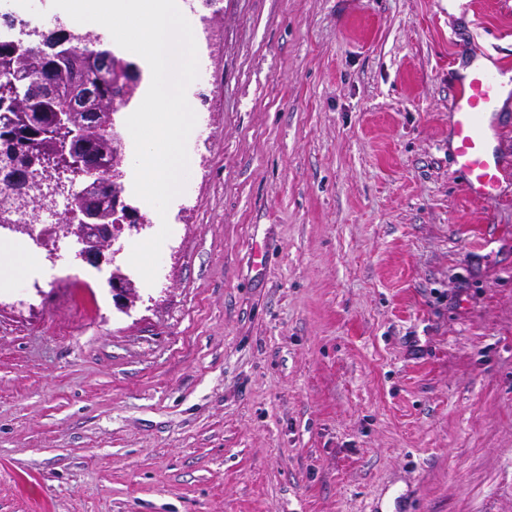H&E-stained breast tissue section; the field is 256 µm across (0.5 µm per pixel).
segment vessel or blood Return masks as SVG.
<instances>
[{
	"label": "vessel or blood",
	"mask_w": 512,
	"mask_h": 512,
	"mask_svg": "<svg viewBox=\"0 0 512 512\" xmlns=\"http://www.w3.org/2000/svg\"><path fill=\"white\" fill-rule=\"evenodd\" d=\"M452 91L448 143L455 171L470 198L497 200L505 175L503 158L491 144L500 96L497 78L478 68L454 79Z\"/></svg>",
	"instance_id": "obj_1"
}]
</instances>
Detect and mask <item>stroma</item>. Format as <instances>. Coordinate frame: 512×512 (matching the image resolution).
<instances>
[{"label": "stroma", "mask_w": 512, "mask_h": 512, "mask_svg": "<svg viewBox=\"0 0 512 512\" xmlns=\"http://www.w3.org/2000/svg\"><path fill=\"white\" fill-rule=\"evenodd\" d=\"M220 6L166 216L123 165L139 301L67 245L0 286V512H512V171L472 200L448 148L512 0ZM109 285L112 289L113 299L121 309H127L137 301L138 297L134 281L120 268L117 267L112 271Z\"/></svg>", "instance_id": "stroma-1"}]
</instances>
